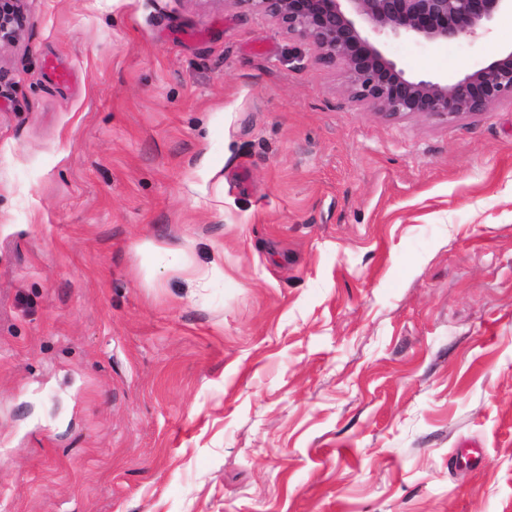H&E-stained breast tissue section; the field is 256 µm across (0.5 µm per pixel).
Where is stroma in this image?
I'll return each mask as SVG.
<instances>
[{"mask_svg":"<svg viewBox=\"0 0 512 512\" xmlns=\"http://www.w3.org/2000/svg\"><path fill=\"white\" fill-rule=\"evenodd\" d=\"M25 6L0 512H512V101L386 119L237 0Z\"/></svg>","mask_w":512,"mask_h":512,"instance_id":"obj_1","label":"stroma"}]
</instances>
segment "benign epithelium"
I'll return each instance as SVG.
<instances>
[{
	"label": "benign epithelium",
	"instance_id": "1",
	"mask_svg": "<svg viewBox=\"0 0 512 512\" xmlns=\"http://www.w3.org/2000/svg\"><path fill=\"white\" fill-rule=\"evenodd\" d=\"M25 0H0V46L23 26ZM277 20L308 42L318 59L343 67L353 99L388 119L415 115L448 120L485 112L512 100V49L453 81L416 78L388 51L391 39L415 45L445 44L491 30L512 0H236Z\"/></svg>",
	"mask_w": 512,
	"mask_h": 512
}]
</instances>
